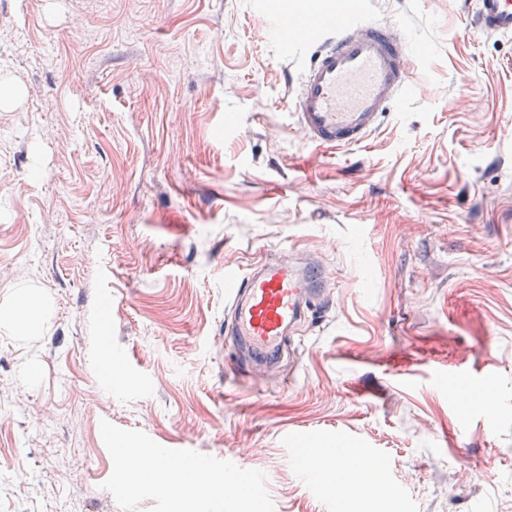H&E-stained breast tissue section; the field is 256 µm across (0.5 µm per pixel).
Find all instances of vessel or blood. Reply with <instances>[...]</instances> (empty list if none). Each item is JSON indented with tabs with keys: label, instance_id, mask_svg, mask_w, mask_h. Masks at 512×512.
Wrapping results in <instances>:
<instances>
[{
	"label": "vessel or blood",
	"instance_id": "vessel-or-blood-1",
	"mask_svg": "<svg viewBox=\"0 0 512 512\" xmlns=\"http://www.w3.org/2000/svg\"><path fill=\"white\" fill-rule=\"evenodd\" d=\"M467 28L473 33L512 36V0H476L467 11ZM273 31L291 32L288 54L304 59L290 108L304 138L322 148L361 144L377 127L382 115L406 96L423 93L414 82L413 52L386 23L369 22L366 11L338 13L321 27L299 19L270 16ZM230 320L224 328L233 343L243 347L249 362H268L280 357L286 338L306 319L310 310H325L329 302V278L322 261L274 255L246 271L224 273ZM448 392L478 395L475 376L448 374ZM185 451L181 448L139 449L126 454L125 467L176 475ZM308 472L344 479L357 471L378 468L377 455L350 448L333 458L321 457L319 449L301 451Z\"/></svg>",
	"mask_w": 512,
	"mask_h": 512
}]
</instances>
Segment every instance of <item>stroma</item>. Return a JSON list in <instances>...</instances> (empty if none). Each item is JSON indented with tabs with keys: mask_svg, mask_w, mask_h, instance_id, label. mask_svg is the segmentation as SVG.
<instances>
[{
	"mask_svg": "<svg viewBox=\"0 0 512 512\" xmlns=\"http://www.w3.org/2000/svg\"><path fill=\"white\" fill-rule=\"evenodd\" d=\"M251 2L0 0V512H512V37L371 0L430 88L323 149ZM284 250L325 257L333 305L237 382L224 271ZM461 370L494 398L466 418ZM297 436L382 469L336 488ZM125 448L251 481L178 507L123 491ZM448 380V393L453 396H461L465 391L473 396L480 393V386L477 378L465 372H454L442 374L439 377V384L445 389Z\"/></svg>",
	"mask_w": 512,
	"mask_h": 512,
	"instance_id": "35a3bbf8",
	"label": "stroma"
}]
</instances>
